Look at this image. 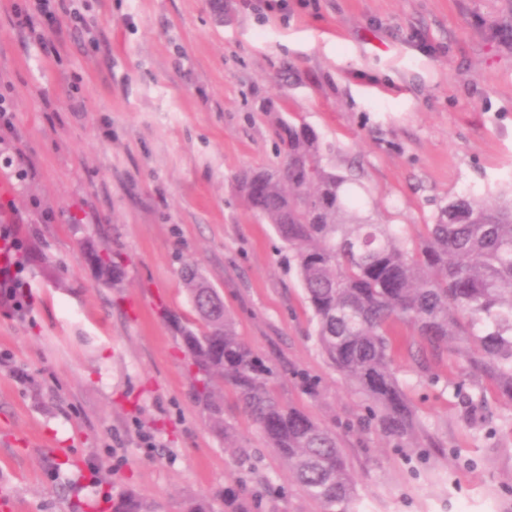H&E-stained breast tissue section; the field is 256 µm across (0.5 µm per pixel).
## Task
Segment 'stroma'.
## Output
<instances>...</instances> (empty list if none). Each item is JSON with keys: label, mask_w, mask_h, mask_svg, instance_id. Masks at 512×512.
<instances>
[{"label": "stroma", "mask_w": 512, "mask_h": 512, "mask_svg": "<svg viewBox=\"0 0 512 512\" xmlns=\"http://www.w3.org/2000/svg\"><path fill=\"white\" fill-rule=\"evenodd\" d=\"M16 25L0 0V231L17 243L0 287V502L12 512H152L207 498L246 512H322L224 390L235 441L192 396L180 270L219 291L283 401L336 429L359 512H512V407L456 393L464 360L408 353L416 411L397 441L317 342L287 245L235 177L277 161L274 127L319 135L364 211L408 238L449 197L512 185V0H52ZM112 251L117 280L91 252Z\"/></svg>", "instance_id": "1"}]
</instances>
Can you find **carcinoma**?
I'll return each mask as SVG.
<instances>
[{"label": "carcinoma", "instance_id": "cac0c4a2", "mask_svg": "<svg viewBox=\"0 0 512 512\" xmlns=\"http://www.w3.org/2000/svg\"><path fill=\"white\" fill-rule=\"evenodd\" d=\"M276 166L248 167L236 178L249 210L288 244L316 335L327 359L370 401L369 419L402 438L415 409L394 371V327L413 330L412 357L466 345L473 390L465 403L482 408L490 382L512 403V189L483 198L454 196L413 241L392 224L364 216L351 180L323 163L319 135L304 123L279 122ZM182 282L202 330L186 327L195 398L224 437L214 378L287 462L294 481L324 512H355L356 487L336 433L283 403L271 388L273 371L237 336L224 302L197 269Z\"/></svg>", "mask_w": 512, "mask_h": 512}]
</instances>
